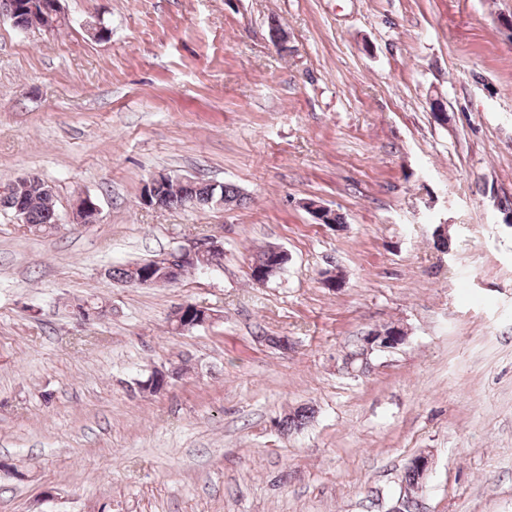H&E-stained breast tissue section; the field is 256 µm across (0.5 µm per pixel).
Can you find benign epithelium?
<instances>
[{"label": "benign epithelium", "mask_w": 512, "mask_h": 512, "mask_svg": "<svg viewBox=\"0 0 512 512\" xmlns=\"http://www.w3.org/2000/svg\"><path fill=\"white\" fill-rule=\"evenodd\" d=\"M61 0H31L27 7L46 21L47 28L56 27L61 21ZM22 3L19 0H0V16L7 17L13 26L21 27L19 22ZM173 182H181L190 187L196 181L190 178L160 173L153 176L144 186L142 202L146 206L161 207L164 189ZM99 207L89 196H84L72 206L67 221L72 224H95L98 221ZM224 257V246L213 237L193 238L184 244L171 249L159 264V273L142 270L134 274L129 283L137 286H174L180 281L181 267L200 268L202 270L221 265ZM214 314L206 308L191 303H183L172 309L168 322L172 331L181 333L194 328L209 325ZM406 335L400 328L388 338H378L369 332L360 339V350L368 357L376 351L394 349L404 343Z\"/></svg>", "instance_id": "obj_1"}]
</instances>
